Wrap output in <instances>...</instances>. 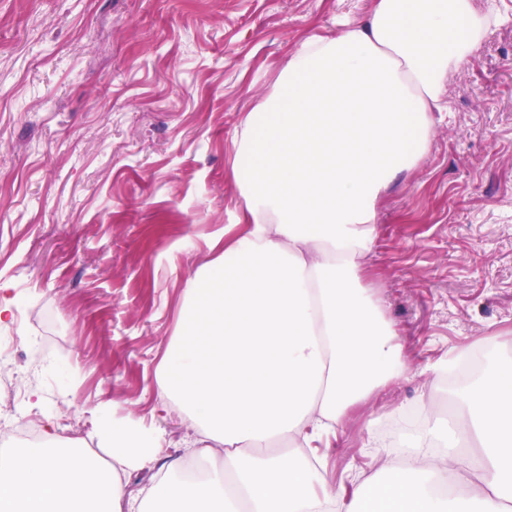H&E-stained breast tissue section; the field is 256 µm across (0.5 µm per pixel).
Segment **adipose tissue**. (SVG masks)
<instances>
[{"label": "adipose tissue", "mask_w": 512, "mask_h": 512, "mask_svg": "<svg viewBox=\"0 0 512 512\" xmlns=\"http://www.w3.org/2000/svg\"><path fill=\"white\" fill-rule=\"evenodd\" d=\"M488 23L471 0H374L301 41L241 122V230L188 279L155 372L199 434V476L105 419L115 468L44 431L0 459V512H512L511 364L461 395L451 427L422 393L409 452L373 476L332 484L314 461L351 409L411 373L365 260L383 195L428 153L448 73L472 62ZM146 469L156 485L127 492Z\"/></svg>", "instance_id": "1"}]
</instances>
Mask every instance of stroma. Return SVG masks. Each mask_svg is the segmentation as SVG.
I'll use <instances>...</instances> for the list:
<instances>
[{"mask_svg": "<svg viewBox=\"0 0 512 512\" xmlns=\"http://www.w3.org/2000/svg\"><path fill=\"white\" fill-rule=\"evenodd\" d=\"M372 0H0V426L52 420L96 447L98 409L189 462V422L154 372L186 281L241 215L228 177L242 119L302 37ZM474 63L449 72L430 151L382 199L369 282L413 367L512 359V0ZM399 379L319 454L333 477L379 465L383 427L418 405ZM374 440H367V430Z\"/></svg>", "mask_w": 512, "mask_h": 512, "instance_id": "obj_1", "label": "stroma"}]
</instances>
